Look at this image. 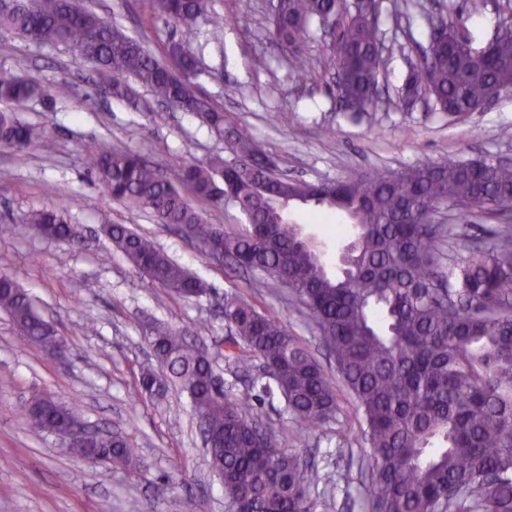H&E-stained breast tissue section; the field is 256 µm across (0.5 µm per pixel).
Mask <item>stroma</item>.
Here are the masks:
<instances>
[{"instance_id": "1", "label": "stroma", "mask_w": 512, "mask_h": 512, "mask_svg": "<svg viewBox=\"0 0 512 512\" xmlns=\"http://www.w3.org/2000/svg\"><path fill=\"white\" fill-rule=\"evenodd\" d=\"M505 0H379V21L387 47L379 104L368 112L340 106L320 32L306 50L315 60L312 75L300 79L270 33L272 0H212L224 20L221 32L201 23L192 49L205 67L196 80L227 120L246 126L273 156L280 173L317 183L374 168H400L480 156L512 159V140L499 130L512 125V92L463 117L436 108L432 100L404 107L399 94L418 45L428 42L425 16L443 18L485 46L499 25L512 19ZM99 15L122 23L129 34L161 53L172 28L154 27L144 0H83ZM267 59L254 68V53ZM0 66L13 68L45 85L67 87L52 101L33 99L14 113L46 128L44 145L15 162V151L0 146V254L13 264L8 273L32 297L39 315L65 336V359L26 346L11 319L0 312V512H226L224 488L211 471L190 400L179 388L155 401L139 390V367L153 362L146 328L159 320L185 333L208 354L233 394L235 379L224 360V293L246 289V272L213 263L193 240L150 214H132L105 196L86 165L89 151L102 146L130 149L159 168L181 160L224 155V142L192 114L171 109L141 92V110L102 93L96 66L64 46L36 45L0 30ZM335 137L322 135L325 127ZM66 205L71 223L83 229L75 244L23 230L30 211ZM305 236L324 251L329 271L348 238L337 234L336 218L303 208L296 213ZM126 224L150 237L164 253L211 285L209 294L177 298L144 279L104 231ZM259 309L277 314L328 372L313 320L289 301L287 289L254 294ZM48 393L74 406L95 427L127 433L141 466L136 471L107 467L71 455L54 434L31 428L25 409L31 397ZM290 451L302 455L318 480L342 474L330 491L328 512H365L367 490L349 458H361L358 441L329 452L327 442L303 444L293 436L300 425L282 399L264 403Z\"/></svg>"}]
</instances>
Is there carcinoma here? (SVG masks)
I'll use <instances>...</instances> for the list:
<instances>
[{
	"instance_id": "cac0c4a2",
	"label": "carcinoma",
	"mask_w": 512,
	"mask_h": 512,
	"mask_svg": "<svg viewBox=\"0 0 512 512\" xmlns=\"http://www.w3.org/2000/svg\"><path fill=\"white\" fill-rule=\"evenodd\" d=\"M149 18L175 28L163 57H153L121 26L82 7L78 0H0V30L39 45H62L93 62L112 97L136 110L131 83L158 101L195 115L236 157L174 163L161 172L139 153L103 148L85 164L102 192L159 224L188 227L189 236L218 238L224 258L253 274L257 290L277 284L314 319L336 365L329 375L313 353L271 312L235 291L224 292L230 329L224 358L235 372L278 393L306 443L336 420L347 399L360 426L371 466L367 512H512V232L489 233L466 255L452 249L440 208L459 224L479 213L490 217L512 207V165L493 157L378 168L354 177L307 183L279 176L264 145L245 127L231 126L207 96L194 91L200 60L189 44L210 13V0H146ZM272 34L292 71L308 76L313 59L302 49L319 27L332 33L329 65L337 98L351 112L378 104L383 68L377 53L379 24L355 10L353 0H276ZM429 25L424 62L414 65L404 92L433 99L455 115L476 112L493 87L512 89V24L480 49L448 26L437 40ZM44 87L0 67V102L19 105L41 97ZM45 129L0 111V143L17 161L42 146ZM215 208L234 206L244 223L228 231L207 223L185 191ZM298 202L343 215L353 228L348 269L330 275L316 251L298 237L287 205ZM26 228L46 238L78 241L82 230L66 207L31 211ZM115 248L151 283L177 297H199L211 287L170 259L148 237L125 224H108ZM0 257V312L24 342L53 355L64 344ZM150 343L164 372L140 368L142 392L161 396L167 383L187 393L203 420L210 465L224 476L229 512H316L328 489L309 473L308 462L287 450L261 407L248 394L232 396L217 386L210 359L164 323L151 328ZM275 370L252 376L254 361ZM31 426L62 435L83 416L46 394L33 396ZM90 462L133 468L126 436L97 434L86 450Z\"/></svg>"
}]
</instances>
